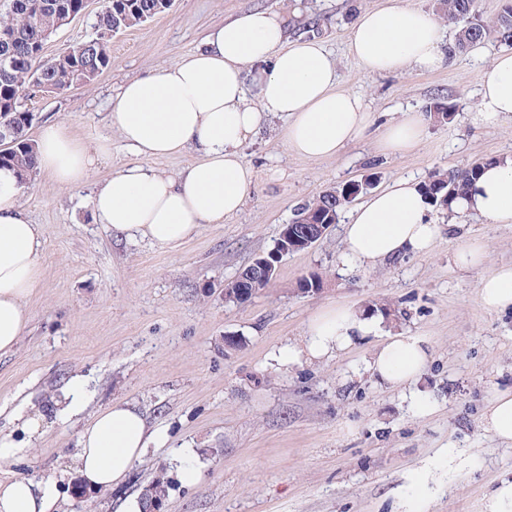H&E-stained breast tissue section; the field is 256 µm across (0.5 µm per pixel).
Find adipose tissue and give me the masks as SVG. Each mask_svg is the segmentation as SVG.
Here are the masks:
<instances>
[{"label":"adipose tissue","instance_id":"obj_1","mask_svg":"<svg viewBox=\"0 0 512 512\" xmlns=\"http://www.w3.org/2000/svg\"><path fill=\"white\" fill-rule=\"evenodd\" d=\"M448 28L424 8L387 0L363 11L348 31V51L366 74L427 72L445 60ZM252 66L259 106L245 100L244 66ZM337 66L314 37L289 38L284 19L251 9L214 27L181 63L125 82L110 115L136 157L134 163L97 183L93 213L114 235L142 237L160 247L179 245L205 224H220L245 204L254 172L241 146L261 131L270 114L284 115L286 149L310 160L334 157L362 139L372 116L356 93L338 89ZM480 124L512 116V49L496 52L482 70ZM419 114L406 112L386 125L382 154L415 149L423 137ZM37 169L59 187L81 185L105 145L90 148L67 126L50 122L35 140ZM194 152L197 159L177 176L162 174L159 160ZM25 190L15 169L0 168V354L12 351L29 324L26 303L40 276L41 225L19 204ZM419 182L400 179L372 194L344 226L346 261L376 266L407 253L431 250L443 227ZM454 212L496 224H512V158L484 165ZM479 298L491 311L512 310V265L498 266L479 282ZM381 315L329 307L309 322L301 343L273 355L283 367L332 358L374 334ZM429 353L422 341L396 336L382 342L366 363L379 382L408 387L422 376ZM495 439L512 444V387L496 390L485 412ZM168 436L149 426L130 403H113L82 428L75 466L82 484L105 491L124 483L149 447ZM18 444L0 439V512H56L55 483L15 476L8 468Z\"/></svg>","mask_w":512,"mask_h":512}]
</instances>
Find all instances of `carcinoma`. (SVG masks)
Listing matches in <instances>:
<instances>
[{
  "instance_id": "cac0c4a2",
  "label": "carcinoma",
  "mask_w": 512,
  "mask_h": 512,
  "mask_svg": "<svg viewBox=\"0 0 512 512\" xmlns=\"http://www.w3.org/2000/svg\"><path fill=\"white\" fill-rule=\"evenodd\" d=\"M0 12V31L15 36L13 47L0 45V126L14 129L13 145L0 154V167L17 169L22 181L35 172L34 143L27 138L31 126L21 102L28 95L38 77L52 83L60 92L72 88L74 82L82 85L93 82L111 61L112 34L139 26L167 10V0H107L105 10L97 20L98 34L89 45L79 44L61 52L47 64H40L33 48L42 37L58 31L56 24L62 11L78 12L83 0H5ZM444 16L456 26L453 53L467 50L473 43L490 37L512 44V4L507 3L497 20L490 23L476 8V0H443ZM457 103L435 99L425 106L429 120L446 124L455 118ZM479 168L463 166L432 174L423 188L435 208L451 209L452 203L463 196L476 179ZM353 192L347 185L324 192L299 207L292 218L295 223L317 224L339 217L347 205L346 198ZM168 495V484L158 477L148 484L142 499L163 501Z\"/></svg>"
}]
</instances>
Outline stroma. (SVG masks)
<instances>
[{"mask_svg":"<svg viewBox=\"0 0 512 512\" xmlns=\"http://www.w3.org/2000/svg\"><path fill=\"white\" fill-rule=\"evenodd\" d=\"M383 2L174 0L112 37V64L94 82L29 101V136L51 120L83 144L110 146L90 182L62 189L36 172L20 198L45 243L39 285L27 301L30 322L15 351L0 357V438L23 446L10 466L15 475L57 483L61 512H129L158 476L169 483L161 512H481L484 495L512 477V445L492 438L483 421L495 389L512 386V312L485 309L478 294L482 276L512 264V224L436 209L432 217L445 230L429 253L356 267L344 259L345 210L312 248L284 255L274 282L247 303L225 302L220 293L323 191L368 176L379 190L477 158L512 156L511 119L472 122L484 65L472 52L427 73L359 70L347 51L348 28ZM251 7L282 13L291 35L323 41L341 88L360 93L373 114L367 137L340 155L307 160L286 151L285 122L269 116L242 148L255 178L238 214L175 247L113 238L95 220L91 195L96 182L134 160L110 120L121 86L176 66L211 28ZM100 9L90 0L47 42L45 58L95 37ZM438 97L459 103L452 122H426L409 152L378 153L391 119L424 112ZM473 240L487 263L457 267L456 250ZM314 273L321 289L300 293L299 281ZM339 305L383 315L378 336L328 360L290 368L272 360L319 311ZM228 336L240 345L226 347ZM388 336H415L429 348L414 389L434 408L427 418L411 411L414 391L382 385L364 369ZM77 378L83 409L60 413L57 403ZM117 400L136 403L170 441L147 449L124 484L77 500L79 432ZM35 415L38 428L25 429ZM450 446L460 450L453 463ZM186 459L196 472L190 483L181 478Z\"/></svg>","mask_w":512,"mask_h":512,"instance_id":"1","label":"stroma"}]
</instances>
